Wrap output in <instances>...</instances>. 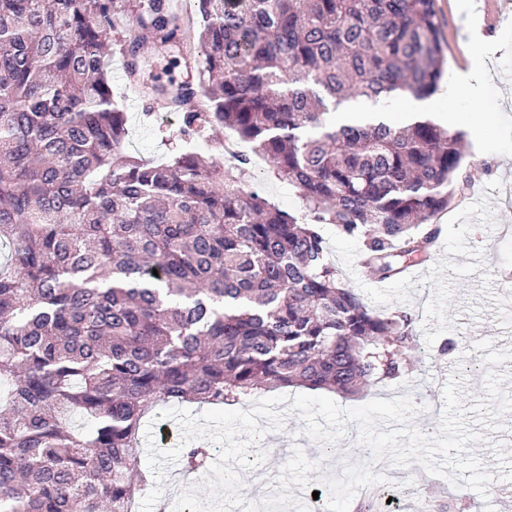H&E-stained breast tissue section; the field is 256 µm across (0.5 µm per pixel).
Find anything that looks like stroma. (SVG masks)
<instances>
[{
    "instance_id": "stroma-1",
    "label": "stroma",
    "mask_w": 512,
    "mask_h": 512,
    "mask_svg": "<svg viewBox=\"0 0 512 512\" xmlns=\"http://www.w3.org/2000/svg\"><path fill=\"white\" fill-rule=\"evenodd\" d=\"M470 2L474 14L497 16L483 30L479 45L490 78L478 95L460 91V75L469 69L471 55L460 0H435L439 34L448 55V81L432 100L440 111L453 114L452 129L468 130L476 113L485 114L487 123L479 141L464 142L462 175L469 181V195L442 218V232L431 257L412 266L410 273L381 280L363 266L358 241L339 236L333 226L325 228L328 257L348 285L372 309L412 314L419 343L408 351L407 370L400 378L373 384L356 395L333 394V401L343 408L403 395L425 405L442 406L443 386L435 379V369L448 363L462 375L465 403L471 406L485 395L487 370L512 372V287L500 276L501 269L512 270V235L506 233L512 228V91L507 88L512 78V9L502 0ZM111 72L113 94L128 117L129 150L163 161L169 150L167 138L176 133L177 124L149 117L137 89L127 82L120 59H113ZM267 169L263 159H255L248 186L282 209L299 210L301 201L295 190L268 176ZM450 339L457 344L451 356L442 351ZM503 423V429L484 430L483 442L472 446L494 476L487 496L453 487L416 464L396 468L381 462L373 470L385 473L389 484L360 489L349 512H500L497 489L512 484V414L505 415ZM303 426L293 414L283 430L263 437L266 458L253 470L258 483L242 491L248 501L259 502L271 493L296 446L319 464L324 475L341 474L348 462L369 461L371 452L359 444L355 424H348L331 453L303 436Z\"/></svg>"
}]
</instances>
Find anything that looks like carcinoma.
I'll return each mask as SVG.
<instances>
[{
  "label": "carcinoma",
  "mask_w": 512,
  "mask_h": 512,
  "mask_svg": "<svg viewBox=\"0 0 512 512\" xmlns=\"http://www.w3.org/2000/svg\"><path fill=\"white\" fill-rule=\"evenodd\" d=\"M117 21L129 82L180 114L161 163L127 147ZM444 72L434 0H0V512H132L142 420L163 404L398 377L412 315L372 310L322 226L381 280L422 261L468 189L463 132L337 114L422 101ZM217 127L252 154L188 149ZM253 154L301 212L246 187ZM212 456L190 444L182 466Z\"/></svg>",
  "instance_id": "1"
}]
</instances>
